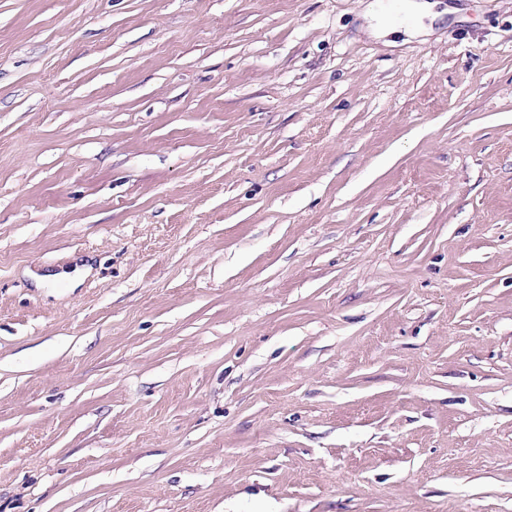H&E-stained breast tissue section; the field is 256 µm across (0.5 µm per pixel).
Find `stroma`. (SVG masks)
I'll return each mask as SVG.
<instances>
[{
	"instance_id": "35a3bbf8",
	"label": "stroma",
	"mask_w": 512,
	"mask_h": 512,
	"mask_svg": "<svg viewBox=\"0 0 512 512\" xmlns=\"http://www.w3.org/2000/svg\"><path fill=\"white\" fill-rule=\"evenodd\" d=\"M0 0V512H512V0Z\"/></svg>"
}]
</instances>
